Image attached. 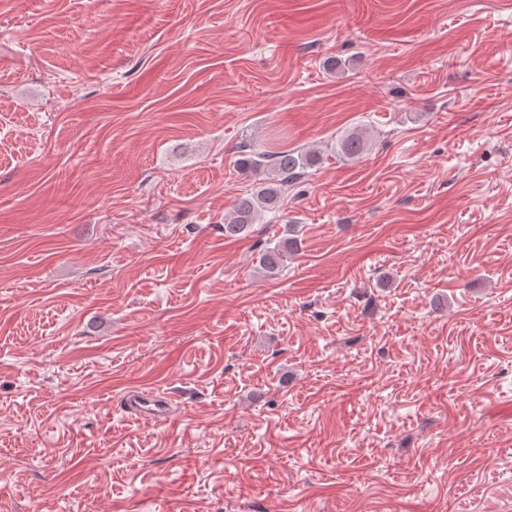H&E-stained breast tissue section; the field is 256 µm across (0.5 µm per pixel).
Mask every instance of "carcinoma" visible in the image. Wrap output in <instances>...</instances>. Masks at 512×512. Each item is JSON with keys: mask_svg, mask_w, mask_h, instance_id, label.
I'll use <instances>...</instances> for the list:
<instances>
[{"mask_svg": "<svg viewBox=\"0 0 512 512\" xmlns=\"http://www.w3.org/2000/svg\"><path fill=\"white\" fill-rule=\"evenodd\" d=\"M368 146V136L361 129H354L339 142L340 152L350 158L360 157ZM314 163L311 154L295 151L253 152L239 159V164L263 175L255 188L238 198L232 212L224 218V234L238 236L249 231L269 212H278L284 187L296 180L300 173ZM297 241L284 240L265 250L259 257V265L269 275L279 270L283 258L293 250Z\"/></svg>", "mask_w": 512, "mask_h": 512, "instance_id": "1", "label": "carcinoma"}]
</instances>
